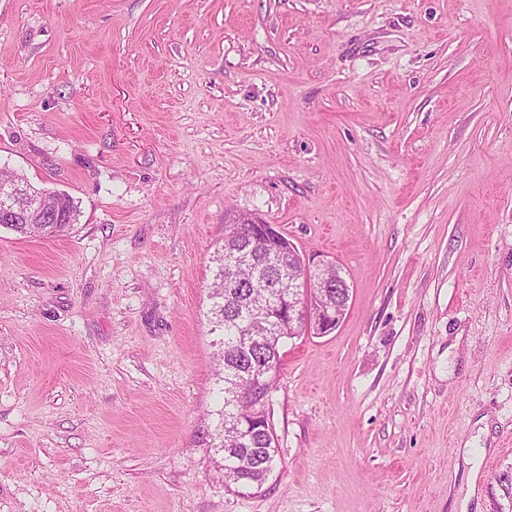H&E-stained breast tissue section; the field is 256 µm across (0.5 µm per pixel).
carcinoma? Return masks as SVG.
<instances>
[{
  "mask_svg": "<svg viewBox=\"0 0 512 512\" xmlns=\"http://www.w3.org/2000/svg\"><path fill=\"white\" fill-rule=\"evenodd\" d=\"M54 213L66 220L49 230L45 217L25 214L12 230L24 236H54L75 223L79 209L73 198L63 192H52ZM223 254L241 255L254 262V267L239 266L222 272L221 281L212 291L214 308L220 313L218 327L224 336V404L219 411V428L224 450V481L231 486L249 483L258 490L277 465L278 450L268 432L252 431L251 436L237 443L234 437L248 420V409L236 404L235 392L248 385L250 369L262 365L280 353L268 331L279 325L276 308L285 304L287 294L271 287L270 276L276 264L261 263L234 227L224 237Z\"/></svg>",
  "mask_w": 512,
  "mask_h": 512,
  "instance_id": "obj_1",
  "label": "carcinoma"
}]
</instances>
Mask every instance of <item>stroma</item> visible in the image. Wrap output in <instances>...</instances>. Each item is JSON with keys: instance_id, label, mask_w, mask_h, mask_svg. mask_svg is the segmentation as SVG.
Here are the masks:
<instances>
[{"instance_id": "35a3bbf8", "label": "stroma", "mask_w": 512, "mask_h": 512, "mask_svg": "<svg viewBox=\"0 0 512 512\" xmlns=\"http://www.w3.org/2000/svg\"><path fill=\"white\" fill-rule=\"evenodd\" d=\"M0 512H512V0H0ZM255 213L342 267L226 486L210 294ZM481 448L476 483L459 453ZM53 202V212L58 214L60 218L65 219L66 224H55L56 227L53 230L47 228L45 219L54 218L50 212L45 213V216H36L33 214L26 213L22 223L14 224L22 219V213L14 209L11 205L3 204L0 207V226L7 227L6 224H11V230L24 236H55L56 234L64 232L68 229L71 224H74L79 215V209L73 198L63 192H51ZM53 216V217H52ZM29 220V221H27Z\"/></svg>"}]
</instances>
